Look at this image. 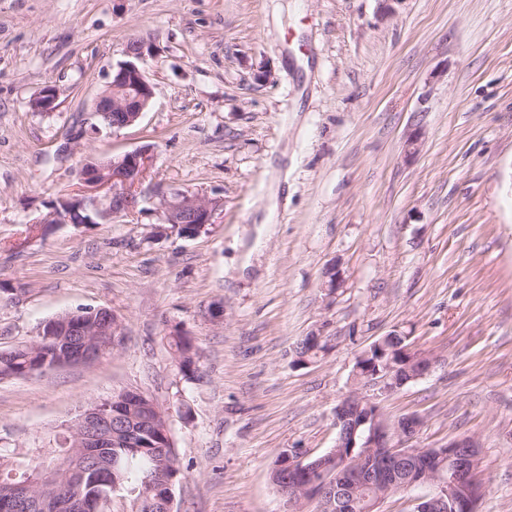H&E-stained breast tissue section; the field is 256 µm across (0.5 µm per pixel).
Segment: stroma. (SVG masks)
<instances>
[{"label":"stroma","instance_id":"1","mask_svg":"<svg viewBox=\"0 0 512 512\" xmlns=\"http://www.w3.org/2000/svg\"><path fill=\"white\" fill-rule=\"evenodd\" d=\"M132 39L154 97L93 133ZM143 148L135 215L49 223L65 199L107 207L81 160ZM170 191L219 200L212 224H161ZM86 305L122 344L0 379L1 453L42 458L134 389L169 416L172 512H284L272 461L335 446L356 356L398 330L439 363L383 414H417V448L474 437L477 512H512V0H0V347ZM310 334L323 349L297 362ZM174 347L175 362L179 370L187 376L194 372L195 348L189 336L177 332L170 336Z\"/></svg>","mask_w":512,"mask_h":512}]
</instances>
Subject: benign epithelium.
I'll use <instances>...</instances> for the list:
<instances>
[{
  "instance_id": "obj_1",
  "label": "benign epithelium",
  "mask_w": 512,
  "mask_h": 512,
  "mask_svg": "<svg viewBox=\"0 0 512 512\" xmlns=\"http://www.w3.org/2000/svg\"><path fill=\"white\" fill-rule=\"evenodd\" d=\"M127 60L112 72V80L98 94L92 107L96 130L117 131L134 125L153 98V86L140 64L146 57V44L131 40L126 46ZM148 166L146 151H134L115 158L106 165L84 162L80 169L83 182L92 187H106L111 193L109 212L130 215L137 211L136 186ZM220 201L199 194L176 192L161 194L159 210L163 223L188 228L186 235H196L212 223ZM51 221L62 224H85L79 206L67 212L55 211ZM102 325L89 329L73 314L52 318L40 325L37 335L56 337L64 343L57 365H89L105 351L115 348L124 336L123 323L106 308H99ZM409 337L388 334L364 349L356 358L353 387L335 409L336 445L324 457L305 459L300 454L283 455L278 468L284 470L286 482L278 487L289 512H298L309 500L317 512H380L390 496L419 486L429 492L416 498L414 512H476L482 486L478 480L481 451L474 438H456L442 448H414L409 445L420 427V420L407 415L391 423L384 416L378 400L393 395L429 375L439 359L420 352L408 343ZM73 447L85 458L98 457L102 449L119 437H132L125 425L113 426L112 418L89 408L70 423ZM407 461L423 462L419 476L412 481L393 477L394 468ZM70 455L58 460L53 469L37 478L26 477L13 485L12 494L0 497V512H18L23 505L35 509L49 502L62 512H98L67 483L74 472ZM376 482L382 490L371 498L361 499L354 490L353 479ZM174 478L149 476L144 487L169 509L172 505Z\"/></svg>"
}]
</instances>
